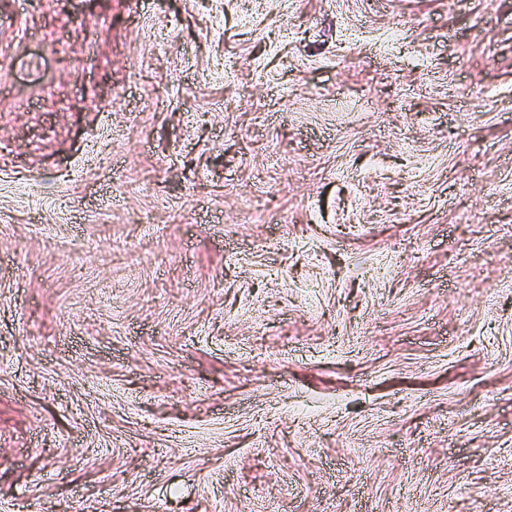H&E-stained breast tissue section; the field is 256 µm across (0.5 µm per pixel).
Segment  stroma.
Returning <instances> with one entry per match:
<instances>
[{
	"label": "stroma",
	"instance_id": "obj_1",
	"mask_svg": "<svg viewBox=\"0 0 512 512\" xmlns=\"http://www.w3.org/2000/svg\"><path fill=\"white\" fill-rule=\"evenodd\" d=\"M0 512H512V0H0Z\"/></svg>",
	"mask_w": 512,
	"mask_h": 512
}]
</instances>
